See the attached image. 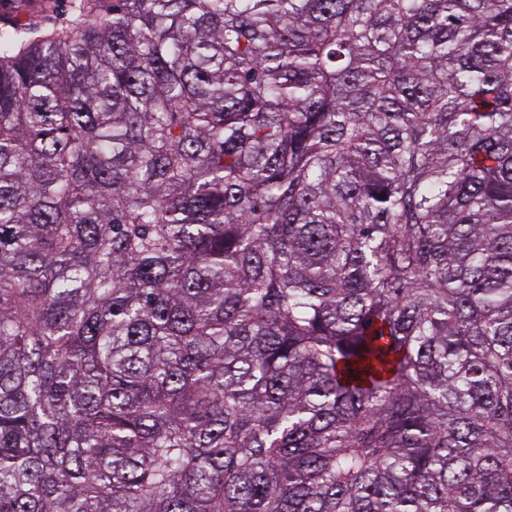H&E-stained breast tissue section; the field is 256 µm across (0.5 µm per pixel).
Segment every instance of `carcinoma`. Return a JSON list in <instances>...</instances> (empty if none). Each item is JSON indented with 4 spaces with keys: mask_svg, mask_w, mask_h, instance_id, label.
I'll return each mask as SVG.
<instances>
[{
    "mask_svg": "<svg viewBox=\"0 0 512 512\" xmlns=\"http://www.w3.org/2000/svg\"><path fill=\"white\" fill-rule=\"evenodd\" d=\"M0 25V512H512V0H71Z\"/></svg>",
    "mask_w": 512,
    "mask_h": 512,
    "instance_id": "1",
    "label": "carcinoma"
}]
</instances>
